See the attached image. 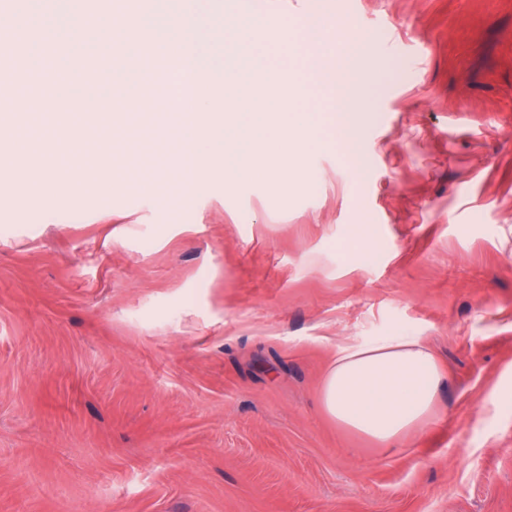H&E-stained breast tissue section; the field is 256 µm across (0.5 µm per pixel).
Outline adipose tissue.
<instances>
[{"instance_id": "obj_1", "label": "adipose tissue", "mask_w": 512, "mask_h": 512, "mask_svg": "<svg viewBox=\"0 0 512 512\" xmlns=\"http://www.w3.org/2000/svg\"><path fill=\"white\" fill-rule=\"evenodd\" d=\"M97 192L112 207V184L84 182L79 172L66 179L31 176L14 154L0 145V195L22 193L54 199L63 182ZM443 373L422 337L380 336L339 345L322 381L320 404L339 427L378 444L402 440L434 416Z\"/></svg>"}]
</instances>
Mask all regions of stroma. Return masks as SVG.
Wrapping results in <instances>:
<instances>
[{
    "label": "stroma",
    "mask_w": 512,
    "mask_h": 512,
    "mask_svg": "<svg viewBox=\"0 0 512 512\" xmlns=\"http://www.w3.org/2000/svg\"><path fill=\"white\" fill-rule=\"evenodd\" d=\"M378 42L363 170L337 140L333 59L297 74L303 175L211 190L0 198V512H512V0H356ZM102 46L58 34L76 86ZM319 67H312V56ZM365 228L355 237L352 226ZM416 334L445 372L421 435L379 446L323 413L343 340Z\"/></svg>",
    "instance_id": "1"
}]
</instances>
